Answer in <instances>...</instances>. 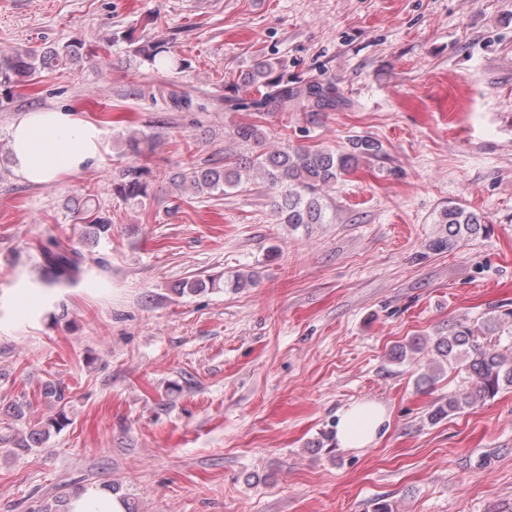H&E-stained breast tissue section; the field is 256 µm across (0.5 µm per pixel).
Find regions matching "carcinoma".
Listing matches in <instances>:
<instances>
[{
  "mask_svg": "<svg viewBox=\"0 0 512 512\" xmlns=\"http://www.w3.org/2000/svg\"><path fill=\"white\" fill-rule=\"evenodd\" d=\"M85 43L72 40L48 47L39 53L0 52V85L9 86L26 79L36 81L41 73L63 69L82 58ZM135 52L149 64L156 63L164 53L157 42L146 41ZM242 87L257 94L251 106L265 112L297 101L312 112L336 108L334 88L320 81L304 87L288 85L284 76L275 74L273 63L262 61L242 80ZM235 140L259 144L264 138L260 127L242 123L233 131ZM348 153L330 149H310L285 145L275 151L252 155L244 163L225 158L224 167L198 168L190 165L174 174L177 186L190 184L199 193H212L224 187H237L243 183V173L252 170L263 174L270 189L281 190L278 200L279 213L286 224H322L324 207L320 191L351 175L361 160H370L383 154L382 143L373 137H359L350 141ZM129 150L136 156L147 155L156 148L152 136L129 141ZM154 174L147 166L130 165L112 179V194L128 200H145L150 197ZM84 223L92 229L95 240L112 235V220L91 208L83 212ZM437 223L443 233L432 241L436 251L448 248L454 242L464 241L486 228L484 215L458 204H450L439 214ZM44 264V283L61 286L77 282L84 273L83 255L57 238L38 244ZM512 327V310H494L480 322L460 321L451 326L448 335L432 340L431 364L437 372L457 370L466 374L468 384L448 395V403L435 407L430 421L437 422L460 413L475 404L494 398L499 392L512 389V358L500 352L492 336L504 326ZM67 421L64 410L41 430H34L28 437L16 442L22 448L41 444L50 437L51 429H58Z\"/></svg>",
  "mask_w": 512,
  "mask_h": 512,
  "instance_id": "1",
  "label": "carcinoma"
}]
</instances>
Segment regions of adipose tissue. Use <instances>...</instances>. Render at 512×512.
Returning a JSON list of instances; mask_svg holds the SVG:
<instances>
[{"label": "adipose tissue", "instance_id": "adipose-tissue-1", "mask_svg": "<svg viewBox=\"0 0 512 512\" xmlns=\"http://www.w3.org/2000/svg\"><path fill=\"white\" fill-rule=\"evenodd\" d=\"M13 166L27 182L51 186L64 177L96 165L105 149L103 130L95 122L59 108L21 113L10 129ZM56 299L52 288H12L0 295V315L37 326ZM386 421L384 409L361 402L342 409L335 438L342 448H365L377 439Z\"/></svg>", "mask_w": 512, "mask_h": 512}]
</instances>
